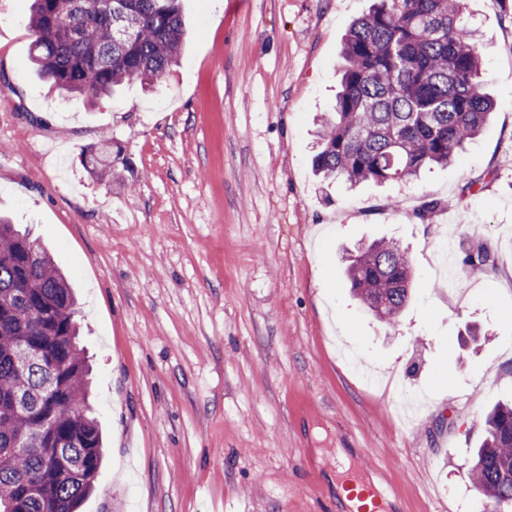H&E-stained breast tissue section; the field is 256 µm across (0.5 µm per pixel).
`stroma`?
Wrapping results in <instances>:
<instances>
[{"label": "stroma", "instance_id": "obj_1", "mask_svg": "<svg viewBox=\"0 0 512 512\" xmlns=\"http://www.w3.org/2000/svg\"><path fill=\"white\" fill-rule=\"evenodd\" d=\"M374 2L182 0L162 84L88 105L30 70V0H0V216L77 295L104 436L81 512H348L349 467L391 512H485L473 454L512 399V0H465L496 108L455 161L327 185L316 122ZM105 141L128 160L107 183L82 157ZM428 197L445 206L422 222ZM381 238L413 268L391 326L344 277ZM478 238L495 272L452 275Z\"/></svg>", "mask_w": 512, "mask_h": 512}]
</instances>
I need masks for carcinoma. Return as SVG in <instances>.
I'll return each mask as SVG.
<instances>
[{
  "mask_svg": "<svg viewBox=\"0 0 512 512\" xmlns=\"http://www.w3.org/2000/svg\"><path fill=\"white\" fill-rule=\"evenodd\" d=\"M32 0L29 58L37 74L86 100L118 87L161 83L185 42L180 0ZM341 89L321 120L312 165L323 180L403 181L445 166L494 113L479 81L482 58L463 0H378L352 22ZM121 149L101 144L87 170L112 179ZM463 263L486 274V240ZM351 290L391 324L412 280L394 241L346 258ZM77 301L66 276L29 234L0 217V512H78L92 492L103 439L88 402L89 364L78 342ZM472 474L481 494L512 504V405L486 419Z\"/></svg>",
  "mask_w": 512,
  "mask_h": 512,
  "instance_id": "cac0c4a2",
  "label": "carcinoma"
}]
</instances>
